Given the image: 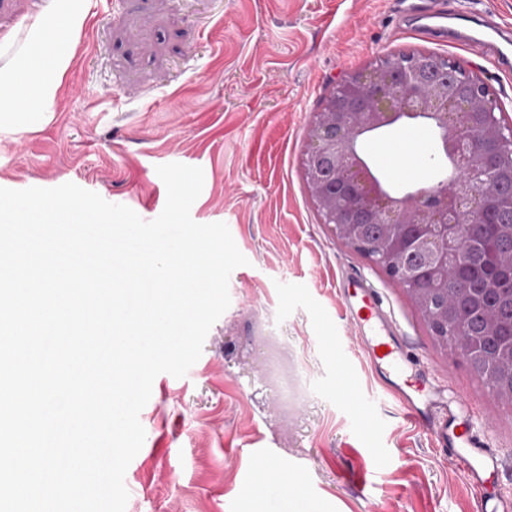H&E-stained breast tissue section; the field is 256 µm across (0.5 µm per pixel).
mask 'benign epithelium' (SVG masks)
<instances>
[{
    "label": "benign epithelium",
    "instance_id": "1",
    "mask_svg": "<svg viewBox=\"0 0 512 512\" xmlns=\"http://www.w3.org/2000/svg\"><path fill=\"white\" fill-rule=\"evenodd\" d=\"M448 60L422 52L395 68L380 59L347 75L327 105L312 114L302 169L309 199L341 245L366 253L401 286L433 346L453 347L475 372L498 376L497 401L512 405V318L487 311L476 329L465 308L490 299L512 303V125L495 112L494 93L481 80L437 74ZM406 125L433 130L436 149L458 174L397 192L364 150L375 135ZM478 216L492 228L471 257L499 272L475 293L448 297L455 247L448 230ZM377 225L374 240L368 226Z\"/></svg>",
    "mask_w": 512,
    "mask_h": 512
}]
</instances>
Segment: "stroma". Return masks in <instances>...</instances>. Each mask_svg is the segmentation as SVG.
Masks as SVG:
<instances>
[{"mask_svg": "<svg viewBox=\"0 0 512 512\" xmlns=\"http://www.w3.org/2000/svg\"><path fill=\"white\" fill-rule=\"evenodd\" d=\"M83 27L46 117L0 133V187L65 183L157 218V166L202 168L191 207L225 223L247 258L231 303L185 377L159 374L140 413L146 437L125 474L126 512H476L482 492L512 493V409L456 357L438 353L402 290L330 235L301 170L313 112L341 79L399 50L464 63L491 85L512 123V73L475 51L411 37L399 0H78ZM56 0H0V71L22 54ZM366 274L421 366L486 415L484 440L504 458L473 487L432 435L378 397L357 421L334 391L374 389L362 340L341 317V271ZM287 470L272 497L253 466ZM367 470V483L350 482Z\"/></svg>", "mask_w": 512, "mask_h": 512, "instance_id": "obj_1", "label": "stroma"}]
</instances>
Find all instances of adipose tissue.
Instances as JSON below:
<instances>
[{"instance_id":"ef3b65f1","label":"adipose tissue","mask_w":512,"mask_h":512,"mask_svg":"<svg viewBox=\"0 0 512 512\" xmlns=\"http://www.w3.org/2000/svg\"><path fill=\"white\" fill-rule=\"evenodd\" d=\"M83 14L61 0L55 16L32 25L30 42L15 67L0 72V133L27 131L25 114L44 109L54 86L72 60L69 47L79 33Z\"/></svg>"}]
</instances>
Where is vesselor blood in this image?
<instances>
[{
    "instance_id": "1",
    "label": "vessel or blood",
    "mask_w": 512,
    "mask_h": 512,
    "mask_svg": "<svg viewBox=\"0 0 512 512\" xmlns=\"http://www.w3.org/2000/svg\"><path fill=\"white\" fill-rule=\"evenodd\" d=\"M401 24L420 38L467 50L479 48L504 73L512 72V26L487 23L481 12L461 7L447 13L440 0H401ZM337 288L344 315L362 338L373 377L396 398L418 429H428L440 448L449 449L470 484L481 487L502 466L499 454L485 448L471 427L449 413L444 395L426 373L415 368L411 347L384 307L380 293L356 273H342Z\"/></svg>"
}]
</instances>
